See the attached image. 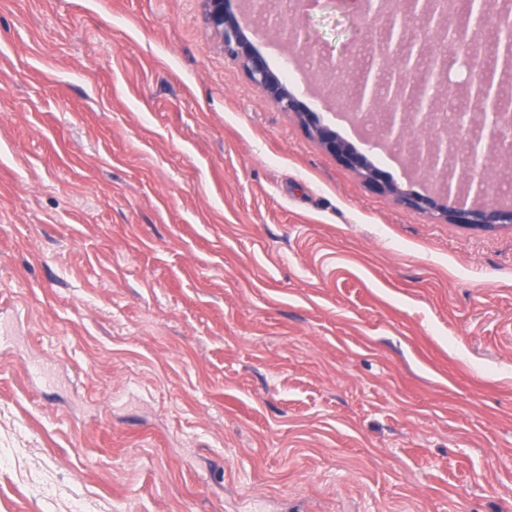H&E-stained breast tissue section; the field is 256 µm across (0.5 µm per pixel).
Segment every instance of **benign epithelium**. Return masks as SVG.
Listing matches in <instances>:
<instances>
[{
	"label": "benign epithelium",
	"mask_w": 512,
	"mask_h": 512,
	"mask_svg": "<svg viewBox=\"0 0 512 512\" xmlns=\"http://www.w3.org/2000/svg\"><path fill=\"white\" fill-rule=\"evenodd\" d=\"M208 24L221 39L224 53L239 62L253 84L286 112L297 114L318 143L346 168L354 171L374 190L390 193L408 209L435 216L450 224L512 226V199L505 200L485 179L481 188L473 181L462 185L447 173L448 156L459 151L460 138L466 149L474 150L481 131L493 130L482 152L494 151L504 162L512 160V104L501 103L497 112H457V120L447 123L438 112L431 111V98L419 100L421 85H406L405 76L417 70L426 56L438 60L434 74L443 76L447 59L440 58L438 48L447 38L448 26L460 20L452 7L454 0H404L402 7L391 10L389 0H348L350 8L378 23L379 40L370 65L362 71L354 91L355 106L350 118L363 123L371 111L381 116L373 139L378 146L392 148L401 143L412 125L426 126L430 136L412 143L409 156L418 163L417 171L432 179L433 190L418 195L401 190L395 183L381 179L369 157L341 139L336 132L315 120L313 114L289 88L284 74L273 72L264 56L246 35L250 21L232 7L233 0H202ZM421 16L425 30L434 34H411L406 19Z\"/></svg>",
	"instance_id": "benign-epithelium-1"
}]
</instances>
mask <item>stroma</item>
<instances>
[{"instance_id":"1","label":"stroma","mask_w":512,"mask_h":512,"mask_svg":"<svg viewBox=\"0 0 512 512\" xmlns=\"http://www.w3.org/2000/svg\"><path fill=\"white\" fill-rule=\"evenodd\" d=\"M257 26L360 145L377 24L267 0ZM75 505L512 512V227L373 191L202 0H0V512Z\"/></svg>"}]
</instances>
